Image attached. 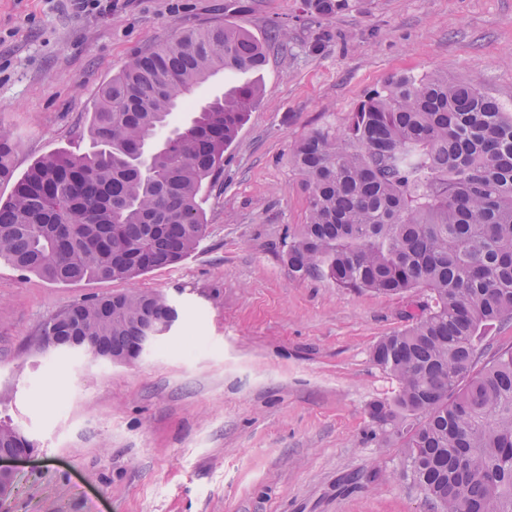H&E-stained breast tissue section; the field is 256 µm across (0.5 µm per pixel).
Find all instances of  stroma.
Segmentation results:
<instances>
[{"mask_svg": "<svg viewBox=\"0 0 512 512\" xmlns=\"http://www.w3.org/2000/svg\"><path fill=\"white\" fill-rule=\"evenodd\" d=\"M232 24L267 48L262 95L206 187L208 235L181 264L132 281L54 283L0 263V417L33 442L0 512H431L398 474L402 440L374 422L396 379L373 345L407 326L418 294L293 279L303 224L296 142L343 126L395 73L474 82L512 110V0H359L322 17L303 0H0V131L16 174L86 152L102 86L138 51ZM163 294L179 319L128 363L41 341L98 295Z\"/></svg>", "mask_w": 512, "mask_h": 512, "instance_id": "1", "label": "stroma"}]
</instances>
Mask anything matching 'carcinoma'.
I'll list each match as a JSON object with an SVG mask.
<instances>
[{
  "label": "carcinoma",
  "instance_id": "1",
  "mask_svg": "<svg viewBox=\"0 0 512 512\" xmlns=\"http://www.w3.org/2000/svg\"><path fill=\"white\" fill-rule=\"evenodd\" d=\"M330 16L355 0H305ZM263 44L222 24L135 54L101 90L95 150L44 156L19 178L16 143L0 132V261L59 283L131 280L174 266L206 238L200 193L224 169L260 89L241 84L198 106L155 148L174 110L224 71L257 72ZM291 162L306 221L282 259L296 279L349 291L424 298L372 360L398 382L372 420L404 441V474L433 512H512V346L482 341L512 320V113L471 81L394 74L343 129L301 139ZM175 323L155 293L91 298L47 322V346L125 361L139 326ZM0 420V452L32 448Z\"/></svg>",
  "mask_w": 512,
  "mask_h": 512
}]
</instances>
